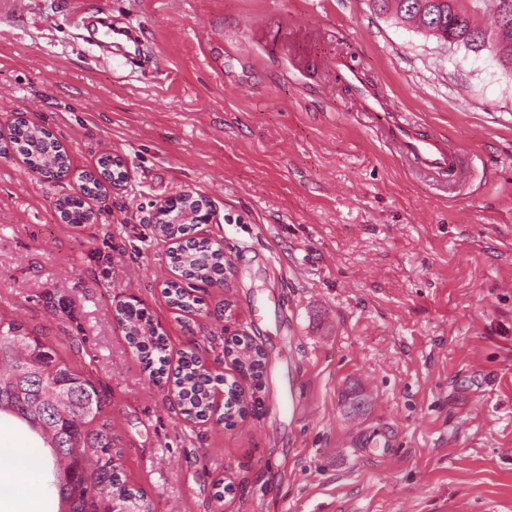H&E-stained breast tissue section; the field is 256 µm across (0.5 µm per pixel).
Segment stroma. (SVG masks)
Masks as SVG:
<instances>
[{
  "label": "stroma",
  "instance_id": "35a3bbf8",
  "mask_svg": "<svg viewBox=\"0 0 512 512\" xmlns=\"http://www.w3.org/2000/svg\"><path fill=\"white\" fill-rule=\"evenodd\" d=\"M103 21L138 52L102 47ZM337 53L470 153L468 179H416L324 67ZM19 119L71 173L0 157V319L90 372L154 512H512V74L488 53L370 0H0V128ZM106 153L124 189L63 222ZM187 191L230 262L189 313L151 222ZM132 296L171 357L200 346L232 380L225 338L264 349L245 420L183 421L125 339ZM373 434L387 457L362 456ZM164 294L173 307L182 310L189 311L194 308V305H198L200 302L197 296L191 294L186 288L175 282L167 284V287L164 289Z\"/></svg>",
  "mask_w": 512,
  "mask_h": 512
}]
</instances>
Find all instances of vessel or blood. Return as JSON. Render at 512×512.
Instances as JSON below:
<instances>
[{
  "label": "vessel or blood",
  "instance_id": "obj_1",
  "mask_svg": "<svg viewBox=\"0 0 512 512\" xmlns=\"http://www.w3.org/2000/svg\"><path fill=\"white\" fill-rule=\"evenodd\" d=\"M359 104L373 125L380 127L398 155L413 163L423 175L440 172L461 174L464 161L461 155L445 142L422 133L414 114H394L381 111L378 99L359 94Z\"/></svg>",
  "mask_w": 512,
  "mask_h": 512
}]
</instances>
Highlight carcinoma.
I'll use <instances>...</instances> for the list:
<instances>
[{
	"label": "carcinoma",
	"instance_id": "1",
	"mask_svg": "<svg viewBox=\"0 0 512 512\" xmlns=\"http://www.w3.org/2000/svg\"><path fill=\"white\" fill-rule=\"evenodd\" d=\"M374 10L391 13L398 20L422 29L448 47L478 54L486 51L503 70L512 72V0H372ZM13 150L28 167L47 180H59L69 172L68 156L44 127L20 121L10 137ZM93 176H82L80 195L65 196L57 205L70 224L87 218L85 199L99 194ZM156 233L178 241L169 253L172 266L185 280L212 282L224 274V251L193 236L191 224H163ZM164 294L178 309L191 310L199 298L182 285L167 284ZM125 339L145 368L166 373V339L142 308L117 305ZM264 354L256 347L240 372L260 377ZM221 377L204 369L193 351L183 355L174 373L185 419L205 421L214 412L213 395ZM221 420L228 426L244 418L248 405L236 383L225 384ZM105 396L91 380L59 356L51 343L33 336L22 326L0 321V415L16 419L49 448L58 512H113L118 502L126 512H153L146 493L129 484L120 469L121 449L112 434V421L104 416Z\"/></svg>",
	"mask_w": 512,
	"mask_h": 512
}]
</instances>
